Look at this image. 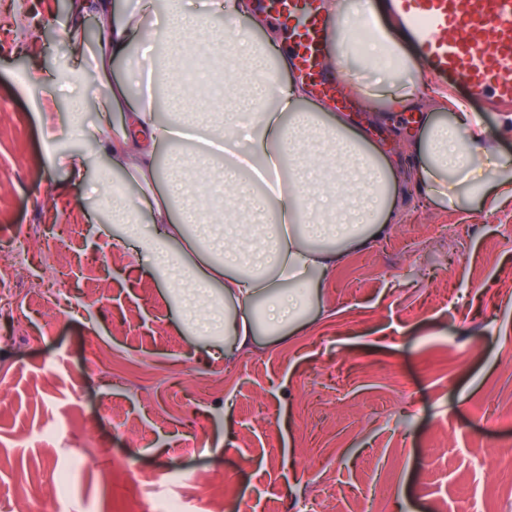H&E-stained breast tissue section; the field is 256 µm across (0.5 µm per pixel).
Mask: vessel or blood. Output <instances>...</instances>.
<instances>
[{
	"mask_svg": "<svg viewBox=\"0 0 512 512\" xmlns=\"http://www.w3.org/2000/svg\"><path fill=\"white\" fill-rule=\"evenodd\" d=\"M422 64L435 77H460L472 98L512 104V0H390ZM298 69L319 92L336 93L320 59L328 23L319 0H275Z\"/></svg>",
	"mask_w": 512,
	"mask_h": 512,
	"instance_id": "1",
	"label": "vessel or blood"
}]
</instances>
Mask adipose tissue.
Segmentation results:
<instances>
[{"instance_id": "obj_1", "label": "adipose tissue", "mask_w": 512, "mask_h": 512, "mask_svg": "<svg viewBox=\"0 0 512 512\" xmlns=\"http://www.w3.org/2000/svg\"><path fill=\"white\" fill-rule=\"evenodd\" d=\"M150 8L141 0L121 13L113 0H98L108 38L80 63L102 88L98 119L78 132L103 143L111 170L139 190L131 205L124 189L113 188L111 212L137 262L171 285L169 299L188 333L222 343L225 355L256 332L277 337L299 323L320 280L388 231L407 188L442 208L458 203L463 184L486 208L512 197V168L497 161L486 128L463 102H453L449 117L430 114L406 130L411 160L404 165L345 113L309 107V87L290 79L287 55L271 37L254 36L265 27L263 15L251 17L250 29L229 28L246 16L245 0H197L192 9L186 0H167L160 37L143 25ZM387 11L386 0L326 5L343 22L328 57L377 112L415 107L428 87L398 27L376 22ZM354 27L368 30L370 43L396 59L408 80L389 75L366 84L352 60ZM135 51L149 76L169 72L177 120L158 122L152 96L113 78L115 61ZM271 94L276 105L269 108Z\"/></svg>"}]
</instances>
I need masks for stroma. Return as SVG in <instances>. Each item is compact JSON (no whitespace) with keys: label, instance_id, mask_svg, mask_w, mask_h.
Segmentation results:
<instances>
[{"label":"stroma","instance_id":"1","mask_svg":"<svg viewBox=\"0 0 512 512\" xmlns=\"http://www.w3.org/2000/svg\"><path fill=\"white\" fill-rule=\"evenodd\" d=\"M13 7L53 33L22 36L13 17L0 19V249L39 228L25 257L35 276L57 241L71 239L74 253L55 300L22 296L25 334L13 335L12 313L0 309V512H16L19 487L37 477L61 486L54 512H127L132 498L168 496L199 512L218 484L225 512L242 503L303 512L325 483L346 512H461L471 497L484 512H512V480L499 476L512 426L472 412L512 404V202L490 211L466 192L442 209L409 195L388 234L343 259L286 339L261 336L225 359L186 333L131 242L103 234L101 144L83 180L54 162L79 143L71 95L84 99L85 120L96 118L94 74L60 79L94 10L70 14L61 0ZM36 71L53 81L27 83ZM432 86L468 101L512 159L505 111L471 98L460 78ZM432 109L425 98L376 120L357 95L348 115L402 160V131ZM96 351L125 385L109 384ZM57 424L66 431L52 447L46 433ZM74 448L88 465L66 478ZM384 482L389 497L370 504Z\"/></svg>","mask_w":512,"mask_h":512}]
</instances>
